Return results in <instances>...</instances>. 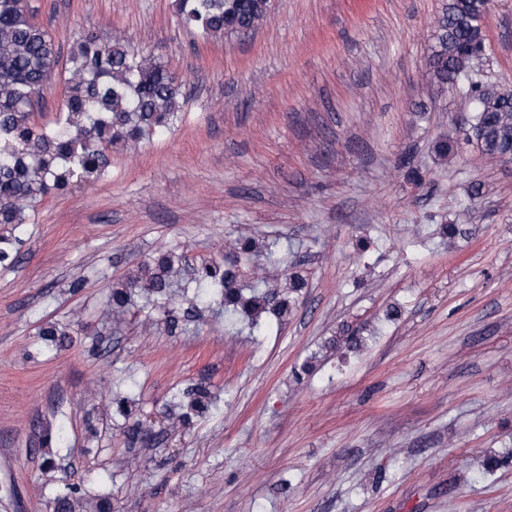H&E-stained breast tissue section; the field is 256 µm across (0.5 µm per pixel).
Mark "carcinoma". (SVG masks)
<instances>
[{
    "label": "carcinoma",
    "instance_id": "obj_1",
    "mask_svg": "<svg viewBox=\"0 0 512 512\" xmlns=\"http://www.w3.org/2000/svg\"><path fill=\"white\" fill-rule=\"evenodd\" d=\"M489 0H445L436 19L434 44L427 57L431 82L445 91L467 77L484 47L483 19ZM184 22L204 37L252 33L266 24L274 0H177ZM61 53L51 35L38 25L26 0H0V269L19 262L28 223L26 210L49 194H66L74 187L104 177L112 166L110 149L127 148L170 129L184 106L175 77L152 55L135 52L119 37L103 39L93 32L70 46L64 72L63 108L43 125L30 121L40 90L56 74ZM474 104L471 129L482 153L491 159L512 158V92L478 82L471 88ZM272 245L255 236L236 240L245 257L271 255ZM306 288L298 271L246 294L238 271L224 260H204L186 270V260L172 250L159 251L135 271L113 284L108 297L112 318L119 323L133 298L145 296L142 311L170 334L186 333L198 312L210 309L226 320L246 317L258 322L272 316L288 318L293 303ZM40 340L61 345L67 328H41ZM112 416L133 420L126 437L138 439L143 423L126 390L110 392ZM215 409L211 390L195 385L174 395L165 419L173 427L189 425ZM46 448L66 447L60 426L41 432ZM86 491L67 484L53 500L54 512H76Z\"/></svg>",
    "mask_w": 512,
    "mask_h": 512
}]
</instances>
